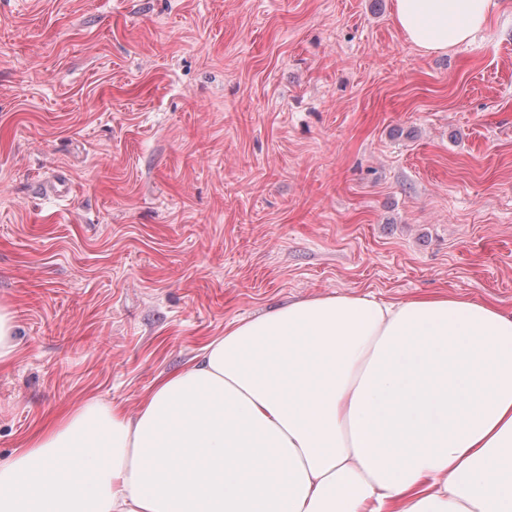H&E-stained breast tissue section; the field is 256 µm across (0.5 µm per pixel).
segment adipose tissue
I'll return each instance as SVG.
<instances>
[{
    "instance_id": "obj_1",
    "label": "adipose tissue",
    "mask_w": 512,
    "mask_h": 512,
    "mask_svg": "<svg viewBox=\"0 0 512 512\" xmlns=\"http://www.w3.org/2000/svg\"><path fill=\"white\" fill-rule=\"evenodd\" d=\"M495 0H395L424 52ZM0 512H512V316L331 294L240 319L128 415L89 404L0 461Z\"/></svg>"
}]
</instances>
